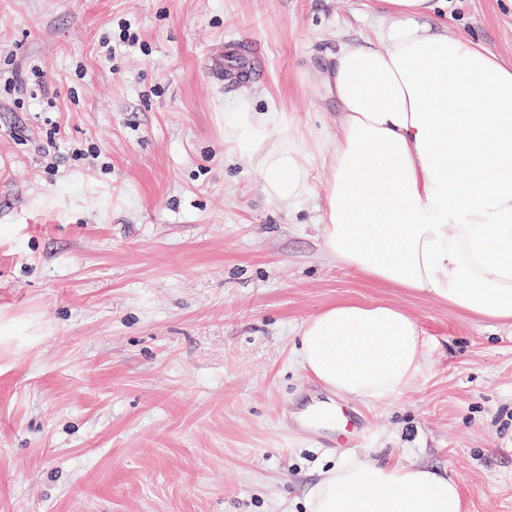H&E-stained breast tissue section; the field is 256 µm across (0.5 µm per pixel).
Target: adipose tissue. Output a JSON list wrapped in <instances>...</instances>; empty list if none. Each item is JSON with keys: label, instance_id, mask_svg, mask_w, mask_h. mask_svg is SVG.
Returning <instances> with one entry per match:
<instances>
[{"label": "adipose tissue", "instance_id": "obj_1", "mask_svg": "<svg viewBox=\"0 0 512 512\" xmlns=\"http://www.w3.org/2000/svg\"><path fill=\"white\" fill-rule=\"evenodd\" d=\"M447 0H372L373 37L346 43L320 80L335 96L325 255L389 287L512 327V61L437 21ZM224 148L255 160L259 190L289 211L312 194L288 113L239 103ZM417 321L387 302L340 300L297 333L303 371L341 395L386 401L421 373ZM306 512H465L439 469L371 453L325 470Z\"/></svg>", "mask_w": 512, "mask_h": 512}]
</instances>
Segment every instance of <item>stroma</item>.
Wrapping results in <instances>:
<instances>
[{
  "label": "stroma",
  "instance_id": "stroma-1",
  "mask_svg": "<svg viewBox=\"0 0 512 512\" xmlns=\"http://www.w3.org/2000/svg\"><path fill=\"white\" fill-rule=\"evenodd\" d=\"M369 0H0V512H302L321 472L373 448L448 470L467 512H512V330L337 264L224 152L243 96L294 117L317 184L336 100L318 77ZM512 58V0L444 18ZM132 35L129 53H113ZM260 81L220 78L229 39ZM387 301L426 339L394 398L346 397L369 431L320 447L297 330L337 300Z\"/></svg>",
  "mask_w": 512,
  "mask_h": 512
}]
</instances>
